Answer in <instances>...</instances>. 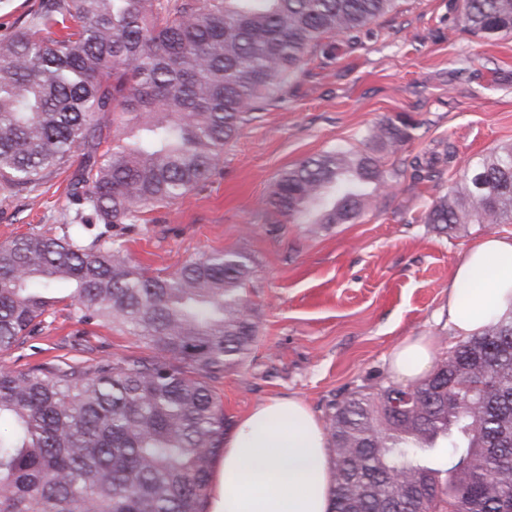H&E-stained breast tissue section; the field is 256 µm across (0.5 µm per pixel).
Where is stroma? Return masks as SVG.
Here are the masks:
<instances>
[{
	"instance_id": "stroma-1",
	"label": "stroma",
	"mask_w": 512,
	"mask_h": 512,
	"mask_svg": "<svg viewBox=\"0 0 512 512\" xmlns=\"http://www.w3.org/2000/svg\"><path fill=\"white\" fill-rule=\"evenodd\" d=\"M459 6L404 0L399 17L379 20L361 44L333 41L313 54L284 104L255 113L202 188L148 212L144 223L107 227L106 239L152 271L172 272L225 250L255 260L249 297L259 315L257 342L241 366L211 382L232 420L288 396L324 415L335 396L391 379L389 356L409 337H433L447 355L448 281L473 244L511 236L512 224L438 232L413 221L438 188L403 184L355 223L315 235L292 224L275 235L266 231L273 219L264 200L284 170L331 148L362 147L367 128L388 117L419 122L409 154L451 144L452 179L468 162L512 143V36L469 34ZM70 178L56 174L31 191L0 184V243L60 234ZM155 354L128 330L76 323L60 302L41 330L0 354V369Z\"/></svg>"
}]
</instances>
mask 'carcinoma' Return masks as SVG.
I'll return each mask as SVG.
<instances>
[{
    "label": "carcinoma",
    "mask_w": 512,
    "mask_h": 512,
    "mask_svg": "<svg viewBox=\"0 0 512 512\" xmlns=\"http://www.w3.org/2000/svg\"><path fill=\"white\" fill-rule=\"evenodd\" d=\"M401 0H41L0 41V181L33 190L81 164L58 236L0 243V352L66 309L128 329L162 358L110 356L0 370V512H205L232 421L208 380L258 337L238 250L172 273L132 264L96 224H137L202 187L224 147L284 100L307 53L358 40ZM461 25L512 35V0H462ZM416 123L382 120L366 149L288 168L271 216L317 233L351 223L408 181L444 183L440 141L408 159ZM418 221L512 223V144L468 164ZM331 512H512V312L459 342L425 379L358 387L327 403Z\"/></svg>",
    "instance_id": "cac0c4a2"
}]
</instances>
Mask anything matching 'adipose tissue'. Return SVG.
<instances>
[{
  "label": "adipose tissue",
  "mask_w": 512,
  "mask_h": 512,
  "mask_svg": "<svg viewBox=\"0 0 512 512\" xmlns=\"http://www.w3.org/2000/svg\"><path fill=\"white\" fill-rule=\"evenodd\" d=\"M512 311V235L471 247L448 283V323L458 338ZM435 358L427 337L402 341L390 369L402 382L425 377ZM332 477L323 423L297 397L256 406L224 443L208 512H330Z\"/></svg>",
  "instance_id": "adipose-tissue-1"
}]
</instances>
